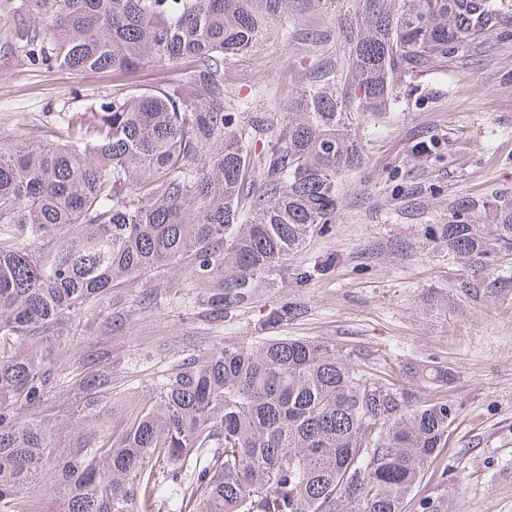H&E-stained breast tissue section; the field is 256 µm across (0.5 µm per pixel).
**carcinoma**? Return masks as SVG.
Wrapping results in <instances>:
<instances>
[{
    "instance_id": "carcinoma-1",
    "label": "carcinoma",
    "mask_w": 512,
    "mask_h": 512,
    "mask_svg": "<svg viewBox=\"0 0 512 512\" xmlns=\"http://www.w3.org/2000/svg\"><path fill=\"white\" fill-rule=\"evenodd\" d=\"M355 3L305 32L339 42L344 62L288 92L259 152L254 121L224 91V61L256 48L288 0H0L11 46L34 65L82 75L191 63L173 83L50 115L57 141L0 137V512H404L448 437L444 395L414 400L402 376L334 344L270 335L298 304L263 315L249 341L216 336L261 289L326 274L292 259L330 231L336 183L361 163L352 114L390 110L512 14V0ZM434 239L469 261L512 249V200H468ZM157 269L184 275L180 307L209 323L199 353L106 428L112 363L74 374L42 338L98 330L105 303ZM63 387L83 395L82 420L32 412ZM47 476L49 508L27 491Z\"/></svg>"
}]
</instances>
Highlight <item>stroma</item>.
<instances>
[{"label":"stroma","mask_w":512,"mask_h":512,"mask_svg":"<svg viewBox=\"0 0 512 512\" xmlns=\"http://www.w3.org/2000/svg\"><path fill=\"white\" fill-rule=\"evenodd\" d=\"M353 5L338 0L332 15L290 0L287 16L271 19L270 38L225 62V91L248 104L249 116L287 112V98L272 105L268 95L302 84L313 67L341 63L344 49L333 40L286 42L281 29L327 28ZM6 40L0 22V137L13 140H57L47 113L178 76L158 68L131 77L38 69ZM353 129L365 150L339 183L336 222L294 259L302 267L329 259L332 267L311 281L264 291L225 321L223 338L247 340L262 314L288 301L304 313L279 335L336 344L351 362L376 371L432 362L451 368L454 378L441 389L453 408L448 439L405 512H418L422 499L448 512H512V262L489 260L478 272L425 233L447 223L462 201L512 198V19L475 51L438 64L419 88L404 91L396 111L356 118ZM429 292L447 296L448 309L425 305ZM203 320L161 302L131 308L124 325L107 334L65 331L50 343L74 364L108 354L114 382L107 423L191 353Z\"/></svg>","instance_id":"1"}]
</instances>
